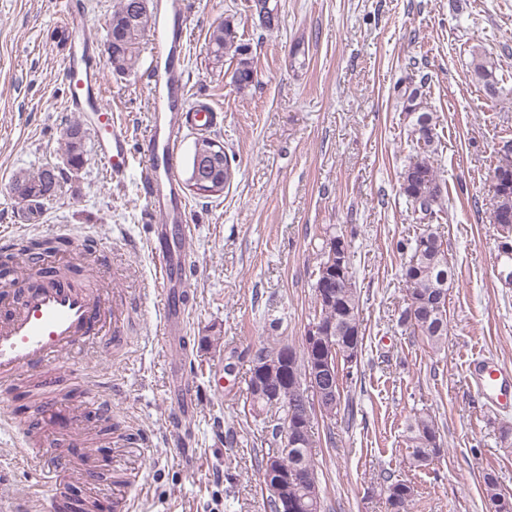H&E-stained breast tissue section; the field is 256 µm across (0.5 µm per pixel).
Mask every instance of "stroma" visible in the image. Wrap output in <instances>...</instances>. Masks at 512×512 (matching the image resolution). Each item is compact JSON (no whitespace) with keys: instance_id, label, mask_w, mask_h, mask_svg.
<instances>
[{"instance_id":"obj_1","label":"stroma","mask_w":512,"mask_h":512,"mask_svg":"<svg viewBox=\"0 0 512 512\" xmlns=\"http://www.w3.org/2000/svg\"><path fill=\"white\" fill-rule=\"evenodd\" d=\"M189 41L181 61L191 102L207 103L212 132L232 159L234 179L217 199L184 192L194 267L189 355L171 350L158 330L143 282L156 273L148 239L153 216L136 169L112 180L95 131L85 163L44 203L37 224L18 222L24 203L8 194L14 174L62 165L61 137L76 121L65 111L63 49L52 34L62 0H0V235L52 236L66 224L95 237L120 259L141 304L131 354L119 364L95 358L92 374L112 372L113 421L123 441L78 430L90 445L75 457L68 498L109 505L112 482L98 474L112 458L138 467L147 485L136 512H268L259 480L263 457L277 453L262 420L243 412L250 353L267 336L301 346L315 312L313 284L331 235L350 244L360 292L364 341L344 392L357 410L350 423L318 422L315 462L324 512H387L378 476L391 471L417 491L409 512H490L482 476L495 471L512 493V407L492 410L474 392L468 364L512 369V260L492 221L491 171L512 140V0H278L274 28L261 25L251 0H182ZM232 17L250 43L258 82L239 93L207 56L209 27ZM304 66L290 62L296 41ZM494 60L498 92L471 76L478 55ZM419 88L436 122L446 221L439 226L454 277L448 290V342L438 350L400 327L407 303L401 277L413 235L399 192L409 126L394 86ZM112 126L140 147L151 114L141 68L105 73ZM185 360L200 398L184 436L170 427L166 367ZM224 390L212 391L214 368ZM435 417L442 455L409 464L405 425Z\"/></svg>"}]
</instances>
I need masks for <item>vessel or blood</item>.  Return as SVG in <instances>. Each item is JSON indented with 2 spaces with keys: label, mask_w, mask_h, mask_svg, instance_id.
Masks as SVG:
<instances>
[{
  "label": "vessel or blood",
  "mask_w": 512,
  "mask_h": 512,
  "mask_svg": "<svg viewBox=\"0 0 512 512\" xmlns=\"http://www.w3.org/2000/svg\"><path fill=\"white\" fill-rule=\"evenodd\" d=\"M156 15L148 72L154 89L152 121L142 147L140 182L149 211L160 217L150 231L156 259L152 288L161 296L159 332L173 341L184 334L185 309L191 295L190 230L183 222L177 146L185 124L206 130L210 121L207 112L194 111L188 105L184 68L170 58L172 44L188 37L181 0H165ZM60 22L73 37L64 63L69 77L65 108L79 115H93L100 156L113 177H120L130 168L131 147L126 135L112 128L95 40L78 10L65 8ZM57 237L68 245L65 260L23 256L17 266L0 271V393L8 392L29 375L35 377L42 399L40 416L20 426L11 460L0 464V487L13 483L21 468L33 470L39 479L15 512H33L42 504L58 512L59 500L44 501L43 487L61 485L75 471L67 453L51 447L44 434V414L56 411L58 406L60 380L56 366L60 357L73 350L94 356L128 347V332L141 309L131 292L118 287L111 276L88 274L87 266L96 262L97 255L86 241L77 240L66 226ZM76 383L85 388V401L69 414L56 411L57 422L72 427L89 412L103 418L111 416V375H82ZM476 390L491 407L507 406L512 403V372L502 366L480 367ZM170 393L179 418L189 417L193 412V389L176 369L171 372Z\"/></svg>",
  "instance_id": "b4317fda"
}]
</instances>
